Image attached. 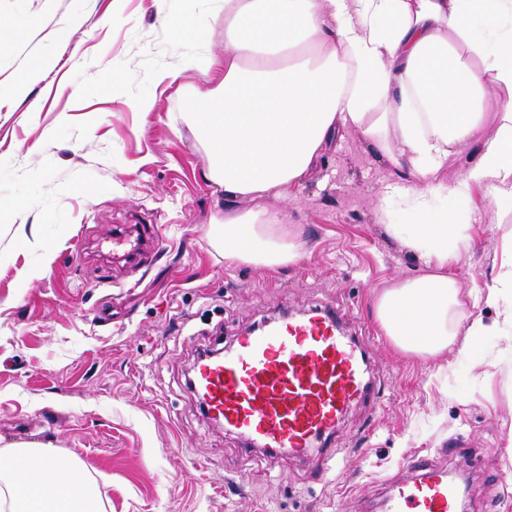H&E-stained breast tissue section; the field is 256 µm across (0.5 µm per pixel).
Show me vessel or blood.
Masks as SVG:
<instances>
[{
	"instance_id": "1",
	"label": "vessel or blood",
	"mask_w": 512,
	"mask_h": 512,
	"mask_svg": "<svg viewBox=\"0 0 512 512\" xmlns=\"http://www.w3.org/2000/svg\"><path fill=\"white\" fill-rule=\"evenodd\" d=\"M196 388L208 415L249 445L297 456L327 439L353 404L375 395L368 362L334 306L241 335L199 365ZM457 507V490L439 468L394 486L384 503L385 512Z\"/></svg>"
}]
</instances>
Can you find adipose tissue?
<instances>
[{"label": "adipose tissue", "instance_id": "obj_1", "mask_svg": "<svg viewBox=\"0 0 512 512\" xmlns=\"http://www.w3.org/2000/svg\"><path fill=\"white\" fill-rule=\"evenodd\" d=\"M224 53L215 88L182 118L202 136L204 179L225 198H287L340 132H360L393 170L383 205H466L484 187L512 210V0H215ZM474 157L441 179L450 147ZM387 230L421 264L379 294L374 316L403 355L468 350L488 332L448 262L450 215ZM211 243L228 264L296 261V235L270 209L226 212ZM98 482L57 448L0 452V512H99Z\"/></svg>", "mask_w": 512, "mask_h": 512}]
</instances>
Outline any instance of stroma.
Segmentation results:
<instances>
[{"instance_id": "35a3bbf8", "label": "stroma", "mask_w": 512, "mask_h": 512, "mask_svg": "<svg viewBox=\"0 0 512 512\" xmlns=\"http://www.w3.org/2000/svg\"><path fill=\"white\" fill-rule=\"evenodd\" d=\"M193 42L171 38L153 0H0V448L63 449L104 473L105 512H383L416 461L468 476V512H512V341L499 310L469 352L394 354L373 297L418 263L387 224H432L452 212L463 242L448 274L477 293L512 258V217L484 189L469 205L382 214L385 163L354 130L327 145L283 200L263 199L296 233L301 258L272 270L226 265L209 242L224 195L188 101L215 71ZM52 62L27 97L12 83ZM178 70L172 87L150 74ZM154 108L137 110L140 99ZM160 238L123 262L140 225ZM49 270L19 287L17 273ZM340 308L365 344L381 401L337 424L342 454L325 467L244 447L210 422L186 385L197 354L243 328L322 305Z\"/></svg>"}]
</instances>
